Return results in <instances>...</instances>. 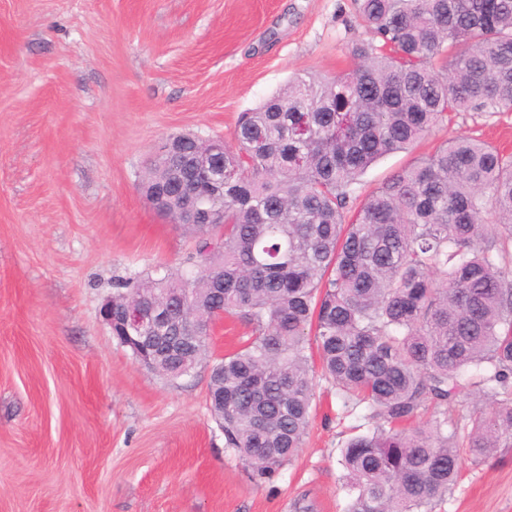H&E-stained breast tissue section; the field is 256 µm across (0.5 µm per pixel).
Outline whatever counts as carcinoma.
<instances>
[{"instance_id":"1","label":"carcinoma","mask_w":512,"mask_h":512,"mask_svg":"<svg viewBox=\"0 0 512 512\" xmlns=\"http://www.w3.org/2000/svg\"><path fill=\"white\" fill-rule=\"evenodd\" d=\"M370 38L332 80L297 76L240 115L224 150V193L187 167L185 188L224 212L183 224L186 273L130 277L112 293L183 323L159 334L154 373L180 377L207 339L188 318L252 326L212 368L208 390L225 447L261 479L302 447L315 346L343 406L372 427L342 451L346 512H433L463 456L512 447V159L487 143L446 142L371 192L357 184L452 112H512V0H357ZM170 177L143 171L144 196ZM468 387L457 421L448 406ZM434 414L413 421L427 406Z\"/></svg>"}]
</instances>
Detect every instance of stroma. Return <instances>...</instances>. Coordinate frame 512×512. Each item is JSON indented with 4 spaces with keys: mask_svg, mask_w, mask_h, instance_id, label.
<instances>
[{
    "mask_svg": "<svg viewBox=\"0 0 512 512\" xmlns=\"http://www.w3.org/2000/svg\"><path fill=\"white\" fill-rule=\"evenodd\" d=\"M366 36L354 0H0V512H345L363 409L317 379L302 447L258 479L207 397L251 326L217 320L207 357L169 379L99 309L118 281L191 266L194 239L139 188L161 144L236 149L240 113L295 75L340 74ZM460 136L512 156V112L452 114L360 195ZM461 467L435 512H512V447Z\"/></svg>",
    "mask_w": 512,
    "mask_h": 512,
    "instance_id": "35a3bbf8",
    "label": "stroma"
}]
</instances>
